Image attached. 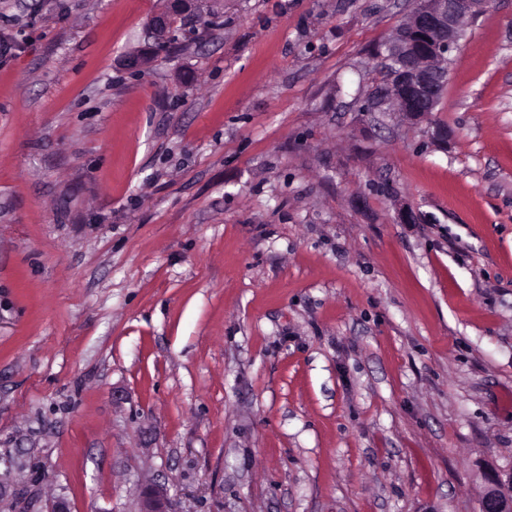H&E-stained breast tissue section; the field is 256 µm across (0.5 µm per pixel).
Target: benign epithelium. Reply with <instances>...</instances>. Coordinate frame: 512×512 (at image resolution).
Wrapping results in <instances>:
<instances>
[{
    "mask_svg": "<svg viewBox=\"0 0 512 512\" xmlns=\"http://www.w3.org/2000/svg\"><path fill=\"white\" fill-rule=\"evenodd\" d=\"M489 4L490 0H419L387 44L385 61L393 66V74L371 111L381 109L389 99L397 101L402 115L414 122L435 111L448 83V68L435 65V60L458 43L461 21L483 13ZM140 512H174L168 490L149 488ZM479 512H512V469L484 470Z\"/></svg>",
    "mask_w": 512,
    "mask_h": 512,
    "instance_id": "7a95c632",
    "label": "benign epithelium"
}]
</instances>
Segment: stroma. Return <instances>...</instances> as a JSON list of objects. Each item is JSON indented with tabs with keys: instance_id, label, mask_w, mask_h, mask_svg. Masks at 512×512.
<instances>
[{
	"instance_id": "1",
	"label": "stroma",
	"mask_w": 512,
	"mask_h": 512,
	"mask_svg": "<svg viewBox=\"0 0 512 512\" xmlns=\"http://www.w3.org/2000/svg\"><path fill=\"white\" fill-rule=\"evenodd\" d=\"M415 6L197 0L162 45L169 0H0V512H477L512 468V0L417 124L363 109ZM172 499L168 490L161 486L149 488L143 495L140 512H173Z\"/></svg>"
}]
</instances>
